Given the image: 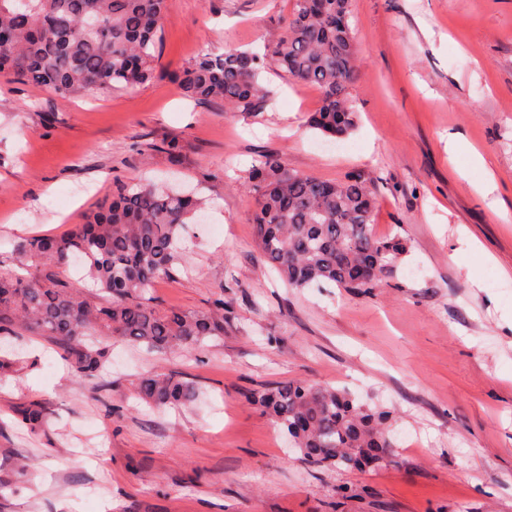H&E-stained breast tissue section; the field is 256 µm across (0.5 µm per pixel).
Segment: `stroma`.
<instances>
[{"mask_svg":"<svg viewBox=\"0 0 512 512\" xmlns=\"http://www.w3.org/2000/svg\"><path fill=\"white\" fill-rule=\"evenodd\" d=\"M291 9L169 0L164 75L132 89L62 98L0 79V272L14 240L166 182L203 198V220L182 233L186 269L143 298L181 312L224 303L221 341L165 357L116 340L90 381L55 343L32 340L30 366L0 376V512H512V0H352L359 121L343 138L308 127L321 94L287 73L261 72L272 104L256 114L189 100L170 79L204 53L263 51ZM452 132L486 159L492 193L452 171ZM174 138L175 161L159 149ZM269 157L373 187L376 235L407 243L386 283L298 291L263 263L247 171ZM161 368L197 387L191 409L138 398ZM293 380L388 411L396 464L305 465L246 400ZM29 404L48 414L40 432L16 420Z\"/></svg>","mask_w":512,"mask_h":512,"instance_id":"35a3bbf8","label":"stroma"}]
</instances>
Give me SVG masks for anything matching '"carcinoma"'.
<instances>
[{
	"label": "carcinoma",
	"instance_id": "1",
	"mask_svg": "<svg viewBox=\"0 0 512 512\" xmlns=\"http://www.w3.org/2000/svg\"><path fill=\"white\" fill-rule=\"evenodd\" d=\"M169 0H0V76L45 88L63 98L109 94L160 77L158 49ZM350 0H293L278 40L263 55L208 54L171 73L188 97L219 101L237 112H260L270 91L259 80L266 65L316 86L322 104L311 125L330 137L354 130L349 87L357 76V33ZM256 199L255 238L261 257L288 287L329 285L349 291L378 288L397 268L407 245L373 232L376 197L359 175L320 180L267 159L249 171ZM194 195L152 184L124 189L99 204L81 224L13 245L23 274L0 273V338L57 343L81 380L98 377L112 340L149 353L201 346L224 335V308L161 311L140 300L154 281L183 261L177 245L184 225L203 209ZM77 257L95 289L94 305L60 269ZM156 409L189 407L196 387L175 374L139 383ZM299 448L312 467L363 470L371 459L396 463L387 412L348 393L308 382L278 383L248 396ZM35 433L42 411L17 414Z\"/></svg>",
	"mask_w": 512,
	"mask_h": 512
}]
</instances>
